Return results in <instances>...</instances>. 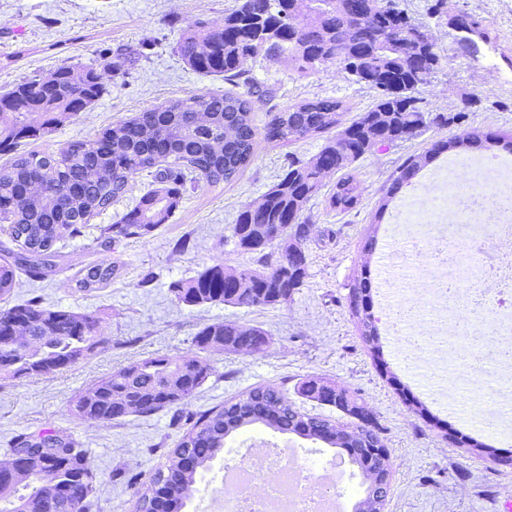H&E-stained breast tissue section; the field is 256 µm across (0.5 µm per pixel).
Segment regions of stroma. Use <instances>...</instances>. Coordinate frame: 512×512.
<instances>
[{"label": "stroma", "mask_w": 512, "mask_h": 512, "mask_svg": "<svg viewBox=\"0 0 512 512\" xmlns=\"http://www.w3.org/2000/svg\"><path fill=\"white\" fill-rule=\"evenodd\" d=\"M431 0H395L399 10L428 25L442 65L420 90L434 113L463 112L469 126L498 136L512 135V0H452V13H465L480 31L459 35L447 17L430 16ZM235 0H0V93L35 76H46L67 61L100 62L106 50L125 54L122 73H107V91L77 118L52 134L21 141L18 153L54 152L69 141L87 139L136 112L160 106L189 92L221 94L229 83L217 75L190 69L175 50L183 30L201 19L222 18ZM255 80L271 90L266 106L280 109L302 99L346 100L354 111L373 105L375 90L358 83L336 65L300 75L259 59L250 65ZM457 126L429 128L396 146L365 155L356 162L361 202L346 213L326 209L312 199L304 216L311 226L307 243L308 277L293 301L274 309L224 305H177L172 282L221 264H248L231 238L238 211L276 183L289 156L311 158L322 141L311 138L287 146L261 144L252 163L235 181L210 187L187 183L182 201L154 232L103 244L102 227L116 223L149 189L153 174L140 173L125 193L90 219L80 236L56 245L54 266L45 276L21 273L10 298L18 304L37 297L44 305L90 313L99 320L103 349L64 372L37 380H0V450L21 432L44 429L71 435L85 448L97 473L96 492L85 512H135L137 489L147 488L178 439L173 411L91 424L74 417L71 401L98 378L153 352L194 356L192 338L207 323L233 319L262 328L270 345L253 353H212L202 360L208 380L188 409L205 411L260 383L294 388L300 379L318 375L357 394L384 427V445L393 462L382 512H499L512 499V466L497 456L456 444L455 435L472 436L499 453H512V438L500 439L482 412L505 402L506 392L492 390L484 374L469 372L466 390L448 397V372L461 369L454 359L427 363L409 356L408 342L420 335L435 311L428 294L409 275L413 241L402 225L379 220L390 175L432 142L458 134ZM389 246L387 261L368 253V237ZM115 262L119 273L105 287L81 291L76 276L83 268ZM386 285L387 299H375L374 314L384 351L377 363L361 341L347 295L363 265ZM512 284V270L490 271L473 289V329L489 330L497 289ZM413 309L411 319L393 327L392 312ZM428 415H420L415 402ZM283 448L297 449L314 467L339 456L320 442L283 435L266 427L241 434ZM137 476L130 487L128 476Z\"/></svg>", "instance_id": "obj_1"}]
</instances>
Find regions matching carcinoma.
I'll return each instance as SVG.
<instances>
[{"instance_id": "1", "label": "carcinoma", "mask_w": 512, "mask_h": 512, "mask_svg": "<svg viewBox=\"0 0 512 512\" xmlns=\"http://www.w3.org/2000/svg\"><path fill=\"white\" fill-rule=\"evenodd\" d=\"M350 0H236L216 20H199L185 29L176 51L192 70L219 74L243 83L242 93L189 92L159 107L144 109L98 135L70 142L56 153H26L0 167V223L19 253L0 259V298L8 296L22 268L43 276L52 267L54 246L77 236L94 215L125 193L134 175L157 169L158 186L143 194L118 223L103 228L112 240L142 237L168 223L183 198L187 175L198 174L208 186L236 180L253 161L260 144L285 146L325 138L308 160L288 158L279 180L259 199L242 207L232 238L250 262L227 271L221 264L170 284L175 301L186 306L227 304L275 308L290 303L307 277L309 225L307 203L319 197L324 177L341 174L324 195L325 207L340 213L360 203L353 164L365 155L411 139L428 127L462 125L466 113L452 115L424 109L419 87L438 69L441 55L427 62L424 41L435 46L429 28L409 19L393 0H370L365 16L348 9ZM262 57L300 73L334 63L379 92L376 103L346 124L350 105L339 98L303 99L268 113L257 122L256 102L266 96L254 84L248 61ZM99 70L82 62L60 65L48 78H29L0 96V152H10L24 138L51 134L106 91ZM334 136H329V133ZM497 144L512 151V139L465 129L437 140L424 159L407 158L392 175L388 197L398 194L439 155L461 147L472 150ZM119 267L110 263L85 267L77 285L85 290L112 281ZM371 270L364 266L347 297L360 333L372 353H381L379 328L372 313ZM103 343L95 316L43 305L31 298L0 310V379L45 376L72 367ZM269 338L238 321L208 323L193 338L199 353H236L267 346ZM211 375L197 356L183 359L153 353L96 381L73 401V413L90 423H110L131 414L151 415L188 405ZM297 393L321 406L335 407L351 418L339 425L302 410L276 383L257 385L209 411L181 413L174 424L184 431L139 494V512H183L188 489L197 475L224 450L226 439L264 425L285 435L321 441L345 449L365 474L356 512H379L390 483V456H373L384 432L376 416L348 391L326 378L312 376ZM10 465L0 467V512H85L97 475L85 449L56 430L21 432L12 441Z\"/></svg>"}]
</instances>
